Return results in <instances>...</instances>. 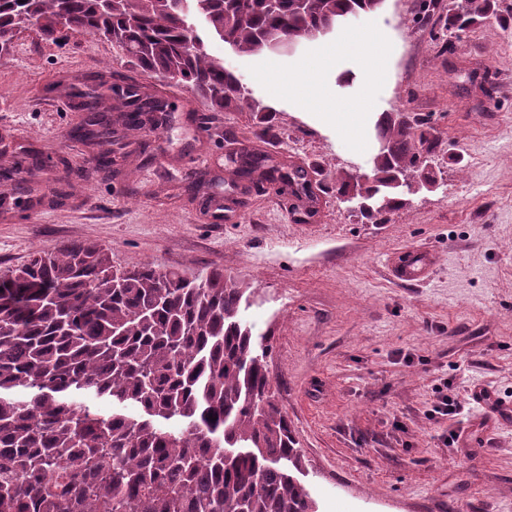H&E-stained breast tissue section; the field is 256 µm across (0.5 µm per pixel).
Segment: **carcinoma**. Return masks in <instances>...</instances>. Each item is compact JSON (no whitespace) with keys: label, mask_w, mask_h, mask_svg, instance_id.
<instances>
[{"label":"carcinoma","mask_w":512,"mask_h":512,"mask_svg":"<svg viewBox=\"0 0 512 512\" xmlns=\"http://www.w3.org/2000/svg\"><path fill=\"white\" fill-rule=\"evenodd\" d=\"M383 0H0V52L26 21L42 39H107L141 70L202 94L215 112L267 108L210 55L186 23L258 56L309 28L371 14ZM498 16L497 0L448 8L463 32ZM386 148L368 171L336 178L375 224L436 184L430 126L389 113ZM110 137V121L80 127ZM279 168L247 153L239 179ZM313 199L305 171L284 173ZM252 289L224 270L204 278L141 264L112 266L109 248L72 242L0 274V512H318L303 454L266 369L270 345L244 319ZM214 419H209V416Z\"/></svg>","instance_id":"obj_1"}]
</instances>
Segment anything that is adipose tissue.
Listing matches in <instances>:
<instances>
[{
    "label": "adipose tissue",
    "mask_w": 512,
    "mask_h": 512,
    "mask_svg": "<svg viewBox=\"0 0 512 512\" xmlns=\"http://www.w3.org/2000/svg\"><path fill=\"white\" fill-rule=\"evenodd\" d=\"M394 43L384 35L363 30L345 32L329 49L319 50L316 56L299 62L287 82L272 83L267 70L261 69L256 78L272 83L278 93H288L303 113L319 116L322 123L335 126L355 148H362L361 134L367 117L375 115L378 90L391 76V61L395 55ZM336 62V75L360 88L361 106L351 109L339 97L329 92H317L313 81L321 58Z\"/></svg>",
    "instance_id": "ef3b65f1"
}]
</instances>
